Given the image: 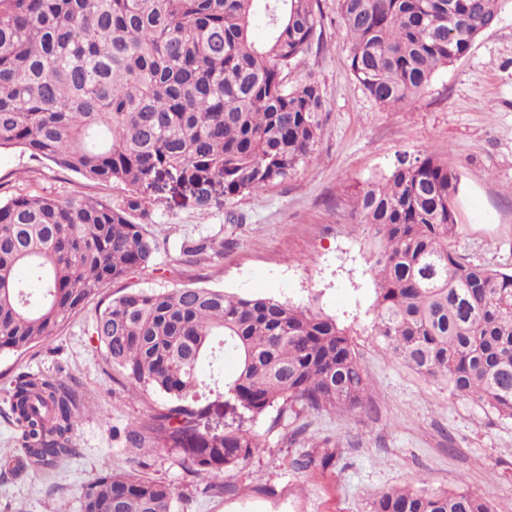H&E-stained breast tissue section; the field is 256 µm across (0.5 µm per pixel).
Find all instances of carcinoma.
Returning <instances> with one entry per match:
<instances>
[{
  "instance_id": "carcinoma-1",
  "label": "carcinoma",
  "mask_w": 512,
  "mask_h": 512,
  "mask_svg": "<svg viewBox=\"0 0 512 512\" xmlns=\"http://www.w3.org/2000/svg\"><path fill=\"white\" fill-rule=\"evenodd\" d=\"M509 0H337L351 72L384 108L416 103L498 21ZM318 0H0V150L23 147L88 181L118 182L108 204L19 195L0 202V355L47 340L92 296L148 267L155 243L140 220L152 193L216 182L224 196L262 191L315 151L324 98L290 80L313 45ZM261 17L262 41L251 25ZM458 173L435 154L402 157L353 196L373 230L375 335L420 374L483 410L512 419V272L452 248ZM216 252L212 239L180 253ZM28 270L37 285L20 282ZM94 334L129 390L167 396L132 427L216 478L262 447L245 423L286 411L351 414L369 382L336 318L273 296L211 288L131 291L110 300ZM236 357L228 374L224 359ZM208 361L209 373L199 371ZM215 399L201 400L203 395ZM224 429L200 428L219 399ZM11 416L26 463L73 455L80 397L58 378L17 381ZM168 484L108 473L81 493L80 512H173ZM371 512H491L452 491L390 489Z\"/></svg>"
}]
</instances>
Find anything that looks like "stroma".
Returning a JSON list of instances; mask_svg holds the SVG:
<instances>
[{"label":"stroma","instance_id":"obj_1","mask_svg":"<svg viewBox=\"0 0 512 512\" xmlns=\"http://www.w3.org/2000/svg\"><path fill=\"white\" fill-rule=\"evenodd\" d=\"M318 4L323 46L291 75L316 80L325 99L311 158L250 195L231 199L213 185L203 209L188 191L155 193L144 224L158 246L154 262L91 299L57 336L0 356V459L23 455L9 417L21 377L61 379L87 407L72 433L74 455L56 468H0V512H80L82 488L120 471L170 485L175 512H371L380 491L462 486L493 512H512V419L451 395L447 382L417 373L377 338L373 240L350 211L356 188L387 173L399 156L436 153L461 175L453 248L474 263L512 271V5L462 59L435 75L415 105L389 111L350 72L336 0ZM76 193L115 204L128 188L82 179L21 148L0 151V202ZM206 236L223 243L222 254H180L181 241ZM184 287L275 296L334 316L368 377L369 410L347 416L271 408L251 424L262 439L259 452L215 481L198 478L168 449L131 447L128 427L146 422L166 398L153 390L131 395L93 333L96 315L131 289ZM327 450L334 454L328 466L295 464Z\"/></svg>","mask_w":512,"mask_h":512}]
</instances>
